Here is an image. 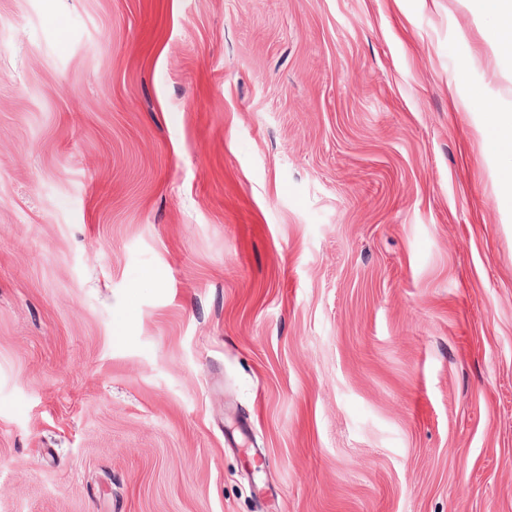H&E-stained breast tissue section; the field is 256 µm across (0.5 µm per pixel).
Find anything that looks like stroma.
<instances>
[{
    "instance_id": "stroma-1",
    "label": "stroma",
    "mask_w": 512,
    "mask_h": 512,
    "mask_svg": "<svg viewBox=\"0 0 512 512\" xmlns=\"http://www.w3.org/2000/svg\"><path fill=\"white\" fill-rule=\"evenodd\" d=\"M489 25L0 0V512H512Z\"/></svg>"
}]
</instances>
